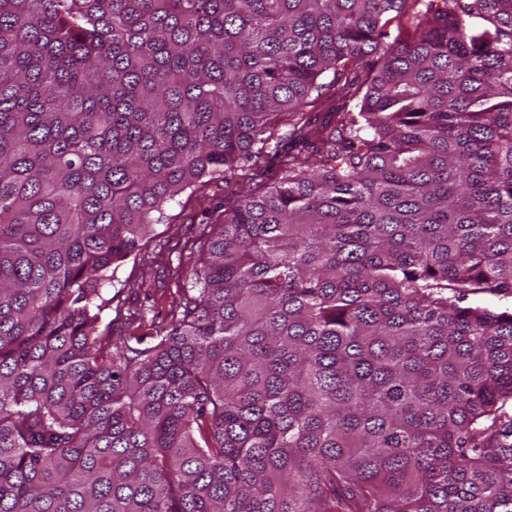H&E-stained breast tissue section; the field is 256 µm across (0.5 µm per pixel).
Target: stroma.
Returning <instances> with one entry per match:
<instances>
[{"instance_id":"obj_1","label":"stroma","mask_w":512,"mask_h":512,"mask_svg":"<svg viewBox=\"0 0 512 512\" xmlns=\"http://www.w3.org/2000/svg\"><path fill=\"white\" fill-rule=\"evenodd\" d=\"M227 193L220 179L182 193L166 208L163 222L156 225L154 238L141 254L119 264L102 289L111 304L101 320L111 323L113 335L136 332L133 315L149 302L163 319H171L178 308L179 287L198 259L196 242L207 222V211L223 205Z\"/></svg>"}]
</instances>
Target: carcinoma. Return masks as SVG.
I'll list each match as a JSON object with an SVG mask.
<instances>
[{"mask_svg": "<svg viewBox=\"0 0 512 512\" xmlns=\"http://www.w3.org/2000/svg\"><path fill=\"white\" fill-rule=\"evenodd\" d=\"M220 177L179 315L114 341L102 285ZM471 294L512 295V0H0V512H512Z\"/></svg>", "mask_w": 512, "mask_h": 512, "instance_id": "carcinoma-1", "label": "carcinoma"}]
</instances>
